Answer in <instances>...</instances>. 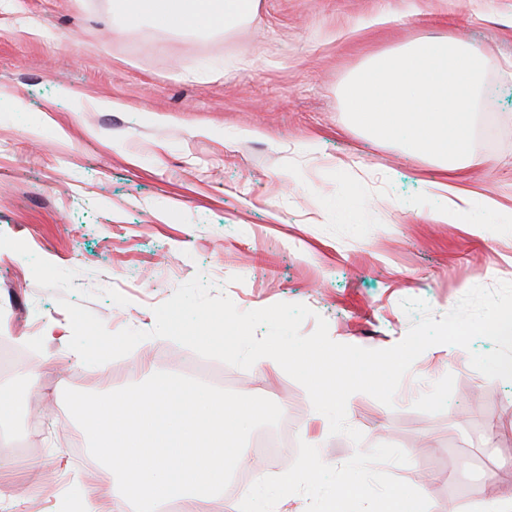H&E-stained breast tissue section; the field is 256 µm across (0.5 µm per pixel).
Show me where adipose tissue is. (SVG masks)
Instances as JSON below:
<instances>
[{
    "label": "adipose tissue",
    "mask_w": 512,
    "mask_h": 512,
    "mask_svg": "<svg viewBox=\"0 0 512 512\" xmlns=\"http://www.w3.org/2000/svg\"><path fill=\"white\" fill-rule=\"evenodd\" d=\"M126 18H148L168 30L209 32L256 14L258 0H116ZM482 52L453 35L428 38L371 57L343 89L351 123L374 138L402 137L410 153L443 171L473 162L474 98ZM102 454L111 482L78 496L81 512H129L134 504L179 501L200 512L205 501L243 512L224 496L235 426L254 414L245 398L155 376L144 389L72 402Z\"/></svg>",
    "instance_id": "obj_1"
}]
</instances>
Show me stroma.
I'll list each match as a JSON object with an SVG mask.
<instances>
[{
    "label": "stroma",
    "mask_w": 512,
    "mask_h": 512,
    "mask_svg": "<svg viewBox=\"0 0 512 512\" xmlns=\"http://www.w3.org/2000/svg\"><path fill=\"white\" fill-rule=\"evenodd\" d=\"M114 0H12L0 10V233L77 271L89 297L72 302L109 331L152 330L154 307L203 274L243 311L279 302L328 322L335 342L386 349L410 319L400 303L450 311L473 286L512 282V0H261L251 22L211 34L172 33L113 16ZM452 33L487 58L467 184L471 221L441 224L445 178L401 139L353 127L342 90L378 53ZM492 199L504 211L485 210ZM112 287L119 306L92 297ZM57 291L37 285L23 256L0 248V340L33 344L39 386L19 395L0 375V416L28 439L0 476L36 487L6 512H54L60 494L110 475L69 403L143 386L157 373L248 392L259 415L239 435L288 420V445L267 474L293 463L299 442L332 466L356 449L401 448L394 477L437 512H470L512 479V381L470 364L471 349L435 345L402 379L393 406L348 400L362 444L329 433L304 387L285 372L199 369L192 350L164 338L108 367L69 349ZM492 460L491 469L477 460Z\"/></svg>",
    "instance_id": "stroma-1"
}]
</instances>
